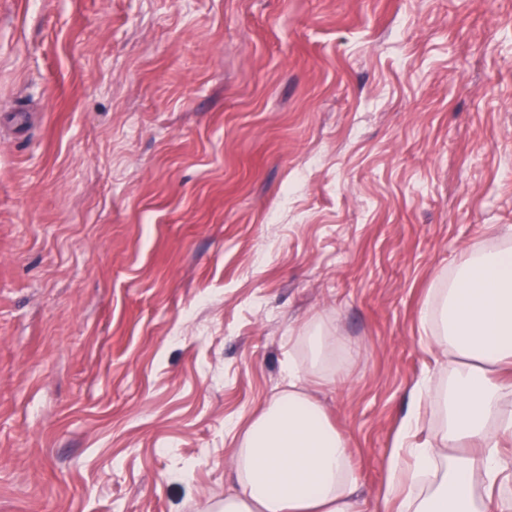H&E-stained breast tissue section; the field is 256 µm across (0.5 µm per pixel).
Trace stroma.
Wrapping results in <instances>:
<instances>
[{
	"label": "stroma",
	"instance_id": "stroma-1",
	"mask_svg": "<svg viewBox=\"0 0 512 512\" xmlns=\"http://www.w3.org/2000/svg\"><path fill=\"white\" fill-rule=\"evenodd\" d=\"M511 227L512 0H0V512H205L313 324L382 512Z\"/></svg>",
	"mask_w": 512,
	"mask_h": 512
}]
</instances>
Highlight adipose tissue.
I'll use <instances>...</instances> for the list:
<instances>
[{"instance_id": "1", "label": "adipose tissue", "mask_w": 512, "mask_h": 512, "mask_svg": "<svg viewBox=\"0 0 512 512\" xmlns=\"http://www.w3.org/2000/svg\"><path fill=\"white\" fill-rule=\"evenodd\" d=\"M426 342L453 360L443 391L439 444L412 447L432 378L413 386L412 408L388 465L399 512H512L501 493L512 480V248L476 249L439 277L420 310ZM311 372L342 371V353L322 330L303 339ZM288 388L254 417L234 450L232 494L214 512H361L353 450L296 369Z\"/></svg>"}]
</instances>
